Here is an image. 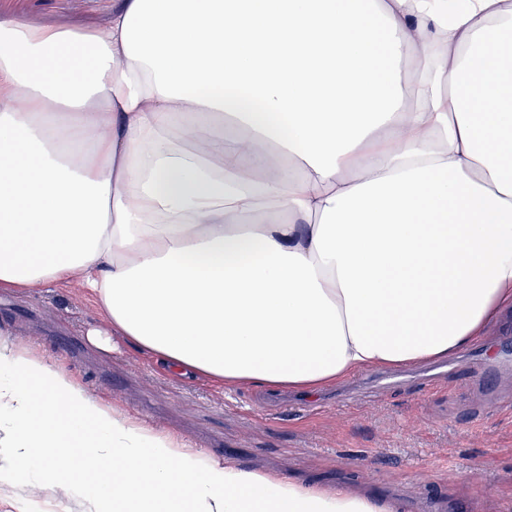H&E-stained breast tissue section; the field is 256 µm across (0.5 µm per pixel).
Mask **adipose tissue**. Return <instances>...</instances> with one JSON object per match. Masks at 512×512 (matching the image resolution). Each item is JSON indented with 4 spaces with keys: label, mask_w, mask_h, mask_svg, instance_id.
Instances as JSON below:
<instances>
[{
    "label": "adipose tissue",
    "mask_w": 512,
    "mask_h": 512,
    "mask_svg": "<svg viewBox=\"0 0 512 512\" xmlns=\"http://www.w3.org/2000/svg\"><path fill=\"white\" fill-rule=\"evenodd\" d=\"M417 75L405 84L406 68ZM233 390L448 359L512 307V0L0 22V292ZM78 512H396L211 459L0 337V485Z\"/></svg>",
    "instance_id": "adipose-tissue-1"
}]
</instances>
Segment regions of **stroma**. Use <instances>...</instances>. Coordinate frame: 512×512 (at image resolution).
Wrapping results in <instances>:
<instances>
[{
	"label": "stroma",
	"instance_id": "obj_1",
	"mask_svg": "<svg viewBox=\"0 0 512 512\" xmlns=\"http://www.w3.org/2000/svg\"><path fill=\"white\" fill-rule=\"evenodd\" d=\"M119 0H0V19L105 25ZM95 305L57 284L0 292V330L87 392L248 469L363 492L397 512H512V310L485 341L449 363L376 368L313 394L224 391L173 376L123 343L104 350L87 329Z\"/></svg>",
	"mask_w": 512,
	"mask_h": 512
}]
</instances>
